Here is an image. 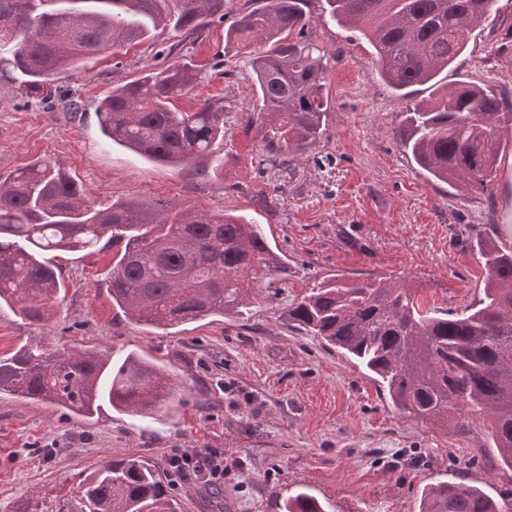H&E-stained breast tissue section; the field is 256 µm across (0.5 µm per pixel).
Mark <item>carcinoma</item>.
<instances>
[{"mask_svg": "<svg viewBox=\"0 0 512 512\" xmlns=\"http://www.w3.org/2000/svg\"><path fill=\"white\" fill-rule=\"evenodd\" d=\"M0 0V65L31 78L67 72L111 48L142 41L163 26L195 32L224 18L226 0ZM497 0H257L240 10L225 44H254L249 59L261 110L248 118L263 150L286 156L316 145L329 112L324 52L311 25L328 20L372 45L383 81L396 91L437 85L464 51L469 31L498 11ZM205 79L174 62L112 88L96 115L103 135L152 162L208 168L224 140V99L192 111L173 99ZM512 129V98L459 80L403 113L397 136L431 177L466 192L489 193L502 160V129ZM123 244L108 294L132 322L170 328L212 316L243 315L254 286L285 268L262 225L226 210L176 209L136 197L86 198L50 158L0 177V304L44 322L60 283L51 252H86L105 236ZM487 278L482 297L456 310L427 309L414 289L382 275L331 274L283 311L290 329L318 336L370 373L393 405L421 418L450 412L490 418L499 457L512 470V246L474 241ZM26 398L92 416L112 409L158 420L181 403V384L131 352L121 360L26 343L0 359V397ZM166 485L146 458L109 461L86 485L80 512H146ZM281 512H336L302 488L279 494ZM421 512H502L480 489L450 479L431 487Z\"/></svg>", "mask_w": 512, "mask_h": 512, "instance_id": "carcinoma-1", "label": "carcinoma"}]
</instances>
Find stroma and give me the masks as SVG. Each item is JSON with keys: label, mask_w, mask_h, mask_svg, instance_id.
<instances>
[{"label": "stroma", "mask_w": 512, "mask_h": 512, "mask_svg": "<svg viewBox=\"0 0 512 512\" xmlns=\"http://www.w3.org/2000/svg\"><path fill=\"white\" fill-rule=\"evenodd\" d=\"M229 23L209 18L197 34L157 30L79 69L33 82L0 70V175L32 159L57 161L97 202L137 197L224 209L264 227L285 272L255 288L241 316L169 329L124 320L104 279L117 249L52 253L63 286L56 315L32 324L0 308V358L36 339L55 347L137 351L182 385L170 418L145 422L102 407L85 417L52 404L0 398V512L79 507L86 484L110 460L146 457L160 473L186 448H217L239 465L220 487L168 488L154 512H278L282 484L307 488L339 512H420L424 492L457 477L491 496L512 487V471H489L496 456L481 419L422 420L396 410L361 367L320 339L286 328L287 300L312 276L379 273L408 283L428 308L453 310L479 298L487 272L473 247L485 237L512 246V154L487 195L431 179L404 153L396 130L408 101L380 78L372 48L331 22L315 29L327 66L330 109L322 140L279 167L247 120L254 109L245 52L225 51ZM443 84L466 79L512 92V4L469 33ZM175 61L205 81L176 99L179 109L223 97L227 133L214 146L218 169L197 172L106 144L96 108L112 87ZM82 104L67 109L68 100ZM276 195L262 209L257 194Z\"/></svg>", "instance_id": "stroma-1"}]
</instances>
